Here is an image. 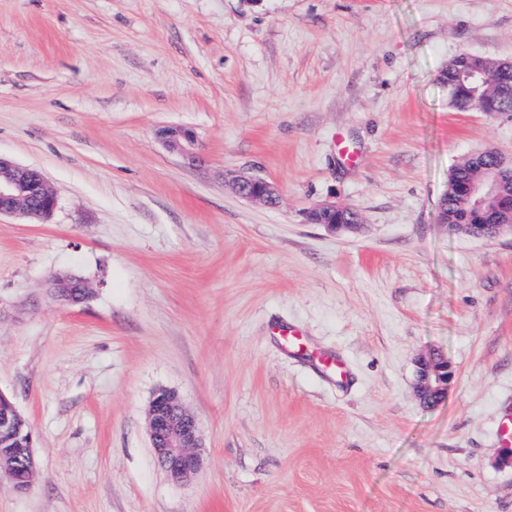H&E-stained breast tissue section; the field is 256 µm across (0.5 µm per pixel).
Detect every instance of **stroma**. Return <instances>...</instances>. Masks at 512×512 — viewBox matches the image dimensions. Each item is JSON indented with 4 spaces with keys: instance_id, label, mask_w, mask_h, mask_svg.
Instances as JSON below:
<instances>
[{
    "instance_id": "1",
    "label": "stroma",
    "mask_w": 512,
    "mask_h": 512,
    "mask_svg": "<svg viewBox=\"0 0 512 512\" xmlns=\"http://www.w3.org/2000/svg\"><path fill=\"white\" fill-rule=\"evenodd\" d=\"M463 53L512 59V0H0V155L58 200L0 217V390L38 460L0 512H512V235L438 219L466 155L512 156V116L448 103ZM324 200L357 229L306 223ZM59 273L89 298L53 301ZM428 352L455 369L431 407ZM161 388L203 437L184 484L147 433ZM162 145L172 153L193 156L197 153L198 139L194 131L182 126H164L157 132ZM233 185L236 193L248 201L267 207H276L279 203V189L264 178L255 175H238Z\"/></svg>"
}]
</instances>
